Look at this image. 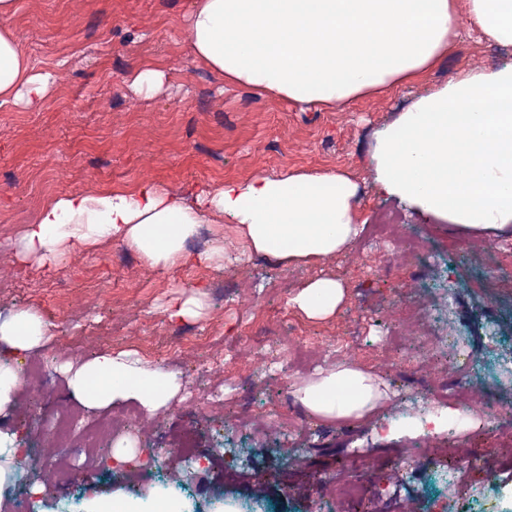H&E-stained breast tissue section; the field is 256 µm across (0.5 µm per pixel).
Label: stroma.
I'll return each instance as SVG.
<instances>
[{
  "mask_svg": "<svg viewBox=\"0 0 512 512\" xmlns=\"http://www.w3.org/2000/svg\"><path fill=\"white\" fill-rule=\"evenodd\" d=\"M190 2L17 0L11 24L21 48L36 71L62 78L38 108L0 106V317L33 306L51 323L31 358L47 369L56 402L81 422L139 405L85 409L66 386L64 363L135 350L176 374L181 387L167 408L118 436L133 457L122 470L86 466L80 449H69L80 471L72 485L44 479L43 409L37 390L20 388L0 410V432L26 464L0 491V512H108L117 502L131 512H351L337 494L351 481L363 489L365 512H512V284L484 285L488 275L512 272V227L477 234L423 219L378 194L370 168L376 129L461 73L512 60V48L464 35L419 83L356 98L342 110H303L193 64ZM148 63L169 70L161 92L128 83ZM316 170L354 177L363 220L392 215L421 241L427 263H409L392 247L376 253L364 233L325 265L280 266L244 253L229 227L223 261L208 267L153 269L114 239L64 262L18 253L40 206L67 192L142 181L179 191ZM321 274L343 283L345 300L334 316L311 320L288 300ZM189 298L197 299L199 318L170 320L169 306ZM410 310L421 318L420 339L443 342L418 365L406 345L391 355L381 347ZM267 326L301 338L314 355L335 339L345 361L382 383L387 400L348 422L308 414L295 390L324 365L292 363L272 376L254 351ZM461 353L495 413L479 445L465 430L429 435L417 426L436 410L438 391L454 388ZM185 436L195 459L177 453ZM418 441L431 454L402 466L403 450Z\"/></svg>",
  "mask_w": 512,
  "mask_h": 512,
  "instance_id": "obj_1",
  "label": "stroma"
}]
</instances>
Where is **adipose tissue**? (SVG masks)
Segmentation results:
<instances>
[{
	"label": "adipose tissue",
	"mask_w": 512,
	"mask_h": 512,
	"mask_svg": "<svg viewBox=\"0 0 512 512\" xmlns=\"http://www.w3.org/2000/svg\"><path fill=\"white\" fill-rule=\"evenodd\" d=\"M15 12L16 0H0V105L34 108L59 75L34 71L10 24ZM462 25L512 45V0H464L460 11L453 0H191L187 14L195 64L226 83L329 110L419 77ZM491 97L497 108L488 107ZM370 166L377 192L420 216L476 232L512 225V63L466 71L419 96L376 131ZM359 193L357 181L336 171L258 174L181 195L152 182L88 188L45 204L19 253L61 261L74 246L115 237L150 268L169 269L187 262V241L216 215L245 252L321 264L362 233ZM344 299L340 281L318 276L290 304L321 320ZM49 334L32 307L0 318V408L12 400L20 364ZM63 373L88 409L134 401L152 414L179 389L176 377L129 351L68 363ZM296 397L315 416L346 420L375 410L385 393L354 364L339 362L302 382Z\"/></svg>",
	"instance_id": "obj_1"
}]
</instances>
